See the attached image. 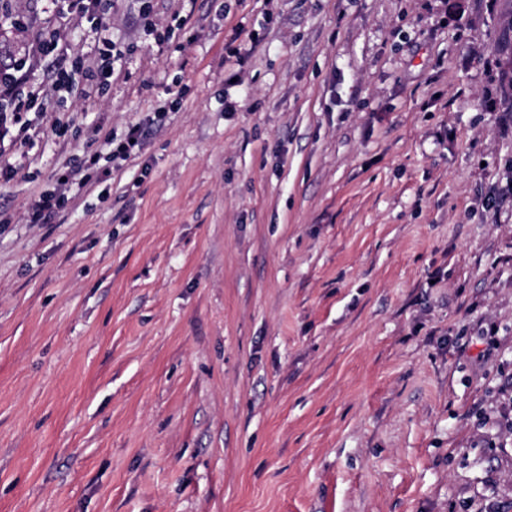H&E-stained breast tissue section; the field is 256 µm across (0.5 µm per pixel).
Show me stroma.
Masks as SVG:
<instances>
[{
    "label": "stroma",
    "mask_w": 512,
    "mask_h": 512,
    "mask_svg": "<svg viewBox=\"0 0 512 512\" xmlns=\"http://www.w3.org/2000/svg\"><path fill=\"white\" fill-rule=\"evenodd\" d=\"M53 31L125 62L0 128V512H512V0L0 20ZM143 136V127L139 123L130 125L120 138L114 137L112 133L103 135L99 127L90 128L88 139L91 142L101 140V149L85 156L77 168L68 165L62 167L56 173L52 189L42 191L28 210L26 223L48 224L51 218L66 209L73 185L83 188L100 183L102 178L99 175L110 171V168L100 166V161L104 159L107 163H112L116 160H127L136 150H140ZM131 139H134V143H131ZM62 178H66V181H62Z\"/></svg>",
    "instance_id": "obj_1"
}]
</instances>
